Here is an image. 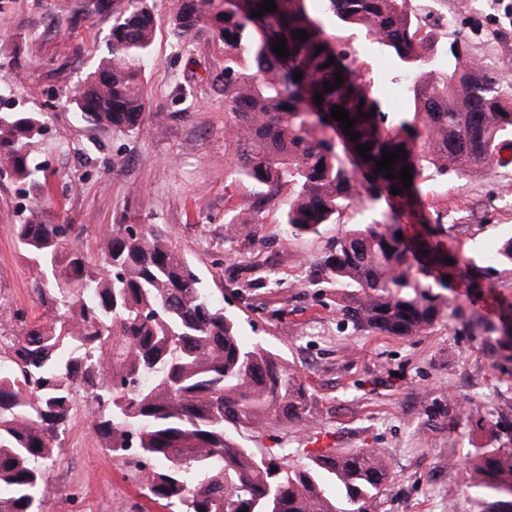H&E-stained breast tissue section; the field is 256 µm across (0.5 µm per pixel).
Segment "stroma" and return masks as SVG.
Listing matches in <instances>:
<instances>
[{"label":"stroma","instance_id":"35a3bbf8","mask_svg":"<svg viewBox=\"0 0 512 512\" xmlns=\"http://www.w3.org/2000/svg\"><path fill=\"white\" fill-rule=\"evenodd\" d=\"M179 0H153L157 20L144 80L148 103L140 131L123 135L77 122L66 102L94 64L112 25V0H0V97L54 115L36 159L52 175L50 209L86 228L85 247L120 221L167 230L203 282L234 317L244 342L276 350L302 376L313 400L308 425L278 427L261 447L292 448V460L325 448H381L392 474L380 512H483L486 499L468 468L479 449L506 446L498 424L512 420V360L495 358V336L441 318L414 336L356 329L340 311L343 294L313 280L312 263L340 227L288 237L281 190L260 210L253 188L236 180L224 123V94L210 76L224 56L208 32L177 42L170 18ZM444 14L445 33L465 35L470 53L512 70V35L502 5L479 0H422ZM360 67L374 79L383 111L406 112L410 99L384 49L344 32ZM512 169L478 179L449 172L430 184L424 214L448 225L444 247L474 266L486 290L457 285L452 299L499 321L512 313V267L487 253L512 237ZM28 202L20 185L0 180V321L16 311L44 319L35 272L16 236ZM237 224L226 235L224 218ZM78 397L65 441L46 473L50 512H148L134 464L103 449Z\"/></svg>","mask_w":512,"mask_h":512}]
</instances>
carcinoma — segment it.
<instances>
[{"instance_id": "obj_1", "label": "carcinoma", "mask_w": 512, "mask_h": 512, "mask_svg": "<svg viewBox=\"0 0 512 512\" xmlns=\"http://www.w3.org/2000/svg\"><path fill=\"white\" fill-rule=\"evenodd\" d=\"M151 2L112 0L106 52L69 98L76 120L122 134L140 128L156 28ZM273 2L275 11L253 17L263 0H179L170 22L177 40L206 29L224 51L212 81L223 87L238 153L233 176L255 189L258 203L291 188L280 223L292 236L316 234L350 210L374 213L345 225L316 262L348 293L341 312L354 327L413 336L448 309L495 332L445 294L453 280L481 287L467 264L431 244L446 228L425 224L412 242L397 233L402 214L424 207L430 180L450 169L478 178L502 163L512 82L487 60L465 64V36L441 41L417 0H320L337 27L362 32L409 80L413 111L384 112L366 71L326 36L310 0ZM299 31L309 38L296 39ZM278 36L286 57L273 52ZM337 72L341 86L324 91ZM335 105L355 120L358 139L331 118ZM48 118L0 112V174L35 190L15 228L48 313L44 322L18 313L15 325L0 327L10 337L0 345V512H46L47 465L81 391L104 449L134 456L142 495L167 512H378L390 478L383 449L329 448L296 465L287 448L243 441L309 421L310 395L280 354L241 342L236 321L169 235L151 224H112L90 252L83 225L47 219L50 174L35 152ZM365 144L370 161L357 154ZM401 147L407 158L395 162L394 177L376 170L382 150ZM406 164L408 190L399 178ZM394 187L402 193L390 194ZM470 467L487 512H512V448H484Z\"/></svg>"}]
</instances>
